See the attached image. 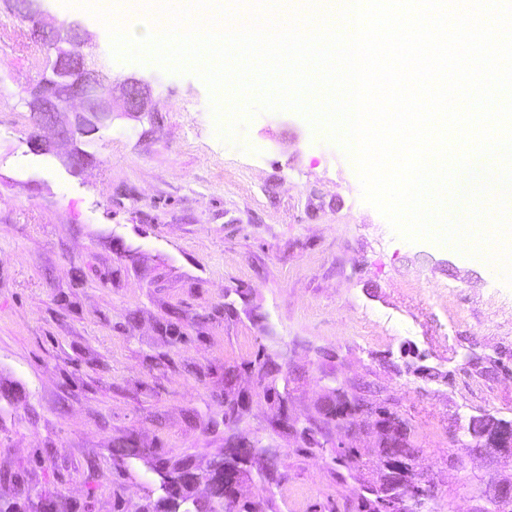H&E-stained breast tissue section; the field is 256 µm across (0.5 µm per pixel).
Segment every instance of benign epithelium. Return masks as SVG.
<instances>
[{
    "instance_id": "1",
    "label": "benign epithelium",
    "mask_w": 512,
    "mask_h": 512,
    "mask_svg": "<svg viewBox=\"0 0 512 512\" xmlns=\"http://www.w3.org/2000/svg\"><path fill=\"white\" fill-rule=\"evenodd\" d=\"M14 11L34 19L43 13V0H11ZM43 39L53 50L50 74L43 76L29 91L28 106L35 126L62 140L87 136L112 121L114 112L113 80L96 68L86 66L85 48L93 47V36L76 22H61L50 28ZM124 111H148V84L142 78L127 77L120 83ZM71 114L73 119L65 118ZM477 448L512 455V423L495 419L480 437L473 440ZM388 470L397 475L401 492L390 494L380 502V512H426L431 499L429 489L412 478L411 467L404 461L390 460ZM204 477L193 473L179 489L185 504L197 505L196 487ZM491 508L476 512H507L512 508V486H501L488 499Z\"/></svg>"
}]
</instances>
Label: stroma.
I'll return each instance as SVG.
<instances>
[{
    "mask_svg": "<svg viewBox=\"0 0 512 512\" xmlns=\"http://www.w3.org/2000/svg\"><path fill=\"white\" fill-rule=\"evenodd\" d=\"M47 54L0 0L1 503L153 512L159 467L206 470L235 437L260 449L241 487L260 512H359L380 405L410 428L431 512H476L475 491L512 484V461L468 432L474 416L512 422V286L496 265L396 236L298 114H255L230 143L199 77L118 65L104 40L92 63L148 81V112H114L84 168L65 165L68 142L33 154L27 90ZM266 357L267 392L253 384ZM339 385L362 408L340 425L319 418ZM234 388L248 399L228 426Z\"/></svg>",
    "mask_w": 512,
    "mask_h": 512,
    "instance_id": "35a3bbf8",
    "label": "stroma"
}]
</instances>
